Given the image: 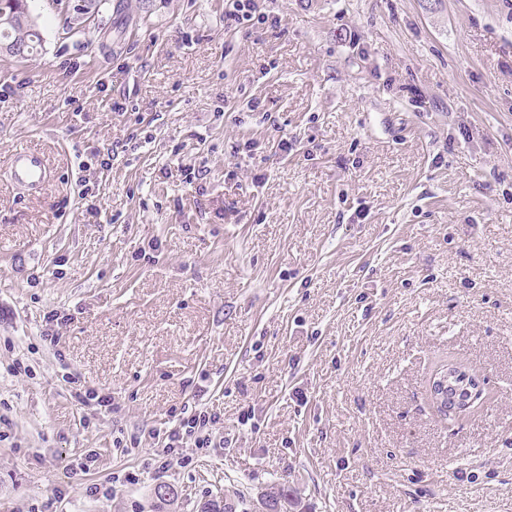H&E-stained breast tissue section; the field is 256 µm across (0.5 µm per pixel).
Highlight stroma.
Wrapping results in <instances>:
<instances>
[{
  "mask_svg": "<svg viewBox=\"0 0 512 512\" xmlns=\"http://www.w3.org/2000/svg\"><path fill=\"white\" fill-rule=\"evenodd\" d=\"M67 3L0 54V512H512V0ZM255 7V0H232V9L224 11V26L228 28L244 21H250L255 13ZM14 178L24 185H37L45 179V166L41 157L34 151L19 149L11 158ZM216 420V416L201 411L188 417H180L175 426L169 430L168 443L165 448H179L187 441H193L195 448H211L212 440L209 433L210 424ZM185 440V442H183ZM181 445V446H180Z\"/></svg>",
  "mask_w": 512,
  "mask_h": 512,
  "instance_id": "1",
  "label": "stroma"
}]
</instances>
